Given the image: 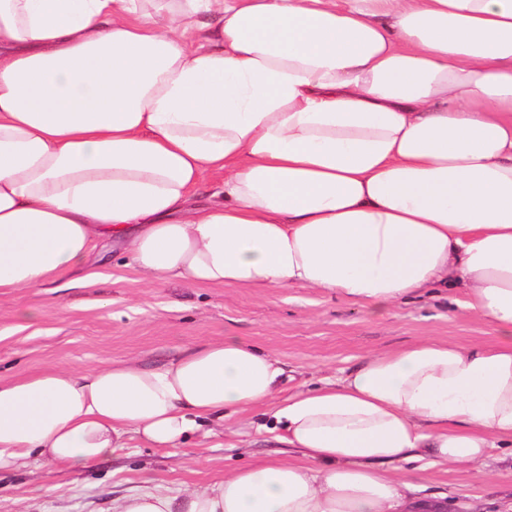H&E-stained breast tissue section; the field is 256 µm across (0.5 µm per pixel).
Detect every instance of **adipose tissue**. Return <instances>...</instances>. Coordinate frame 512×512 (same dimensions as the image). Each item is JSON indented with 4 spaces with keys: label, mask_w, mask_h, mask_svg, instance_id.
I'll use <instances>...</instances> for the list:
<instances>
[{
    "label": "adipose tissue",
    "mask_w": 512,
    "mask_h": 512,
    "mask_svg": "<svg viewBox=\"0 0 512 512\" xmlns=\"http://www.w3.org/2000/svg\"><path fill=\"white\" fill-rule=\"evenodd\" d=\"M213 175L221 201L193 204ZM102 240L154 280L373 313L461 285L498 341L424 340L285 395L230 337L159 370L0 376V471L175 448L263 407L296 460L117 512H416L392 465L512 447V0H0V294L95 284Z\"/></svg>",
    "instance_id": "ef3b65f1"
}]
</instances>
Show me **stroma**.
I'll use <instances>...</instances> for the list:
<instances>
[{
	"label": "stroma",
	"instance_id": "stroma-1",
	"mask_svg": "<svg viewBox=\"0 0 512 512\" xmlns=\"http://www.w3.org/2000/svg\"><path fill=\"white\" fill-rule=\"evenodd\" d=\"M103 281L93 287L26 288L0 295V374L24 376L60 366L75 372L120 361L159 369L187 348L230 336L270 353L289 389L314 388L344 376L369 355L423 339L459 345L494 344L495 328L467 313L459 285L422 288L370 314L340 294L309 288L194 287L152 282L132 267L129 252L101 243L95 252ZM39 312L35 321L26 309ZM237 418L211 424L179 448L131 440L125 451L72 472L41 461L0 473V512H114L144 486L174 493L222 479L238 468L293 457L274 435ZM425 500L443 499L444 512H505L512 503V450H494L478 469H419L403 462Z\"/></svg>",
	"mask_w": 512,
	"mask_h": 512
}]
</instances>
